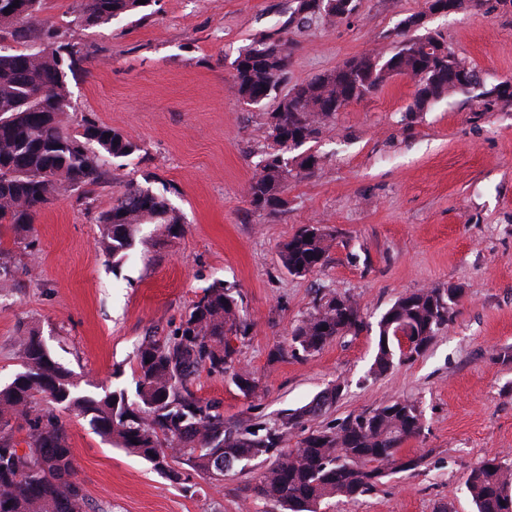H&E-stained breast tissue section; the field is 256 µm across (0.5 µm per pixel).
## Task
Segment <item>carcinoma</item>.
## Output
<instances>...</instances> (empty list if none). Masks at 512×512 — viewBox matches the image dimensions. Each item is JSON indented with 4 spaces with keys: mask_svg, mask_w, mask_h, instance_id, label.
I'll list each match as a JSON object with an SVG mask.
<instances>
[{
    "mask_svg": "<svg viewBox=\"0 0 512 512\" xmlns=\"http://www.w3.org/2000/svg\"><path fill=\"white\" fill-rule=\"evenodd\" d=\"M141 8L138 0H75L71 23L79 29ZM42 11L43 0H0V40L23 45L14 53L0 52V225H8L17 238L31 231L39 213L61 192L95 184L103 174L102 155L128 157L140 150L135 141L92 119L73 126L67 72L80 66L83 54L78 43L57 40ZM344 16L331 0H295L282 30ZM416 31L389 55L366 52L284 94L279 88L288 79V39L275 33L241 51L234 61L235 93L252 106L274 102L264 129L268 149L246 186L252 206L274 210L283 205L281 193L293 171L309 172L318 165L316 155L295 150L320 137L336 106L374 93L391 76L416 80L411 112L465 86L480 85L479 72L442 37L424 24ZM504 84L484 88L477 111L512 103V81ZM100 224V247L119 262L139 226L153 224L157 237H174L182 217L150 190L131 183ZM327 237L323 225H303L282 247L283 266L295 276L317 270ZM461 295L460 288L434 287L399 297L378 322L372 373L383 374L426 352L456 320ZM400 327L412 331L407 353L396 336ZM367 328L353 297L324 293L292 328L289 347L279 345L270 356L282 358L290 347L312 355L338 336ZM250 331L231 289L213 282L185 315L179 333L140 343L132 400L122 390L79 391L73 373L52 358L36 333L19 336L22 371L0 385V512H85L86 495L74 478L60 408L75 412L112 446L146 459L176 481L181 474L169 465L171 457L216 481L259 459L265 467L254 477L253 490L278 512H322L336 499L356 501L376 490L386 471L416 472L426 464L424 453L401 454L403 444L421 437L425 428L423 411L410 398L352 413L305 435L292 448L288 437L306 418L335 403L343 386L303 407L286 409L273 421L243 417L224 425L218 406L197 398L190 386L206 369L229 375L243 396H251L257 381L230 344ZM467 490L475 512H512V461L494 456L477 463L469 471Z\"/></svg>",
    "mask_w": 512,
    "mask_h": 512,
    "instance_id": "cac0c4a2",
    "label": "carcinoma"
}]
</instances>
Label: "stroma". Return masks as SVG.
<instances>
[{"instance_id":"stroma-1","label":"stroma","mask_w":512,"mask_h":512,"mask_svg":"<svg viewBox=\"0 0 512 512\" xmlns=\"http://www.w3.org/2000/svg\"><path fill=\"white\" fill-rule=\"evenodd\" d=\"M72 3L44 0L42 16L84 55L69 80L74 115L112 126L140 150L112 160L97 184L61 194L22 239L0 231V383L20 371L17 339L32 329L81 384L134 393L140 342L172 336L221 280L253 325L235 347L259 383L247 398L229 377L200 371L192 390L226 424L272 419L339 383L342 397L304 432L417 399L425 431L401 452L426 454L425 466L329 512H473L470 467L512 460V360L501 357L512 351V103L477 113L473 92H458L412 113L415 80L393 76L303 145L317 168L289 179L281 207L258 210L245 189L267 148L266 115L239 101L233 62L281 28L292 0H149L138 14L78 30ZM427 7L356 0L350 17L289 30V85L368 50L392 53L400 20ZM428 27L486 85L512 79V8L500 0L432 16ZM131 182L162 196L183 224L165 240L141 225L116 264L99 246V219ZM304 224L326 226L329 237L323 266L298 277L279 250ZM451 285L464 291L454 324L416 360L371 375L382 314L403 294ZM329 291L354 296L367 329L306 358L271 359ZM62 418L88 512H267L243 493L250 472L219 483L183 464L178 482L74 413Z\"/></svg>"}]
</instances>
